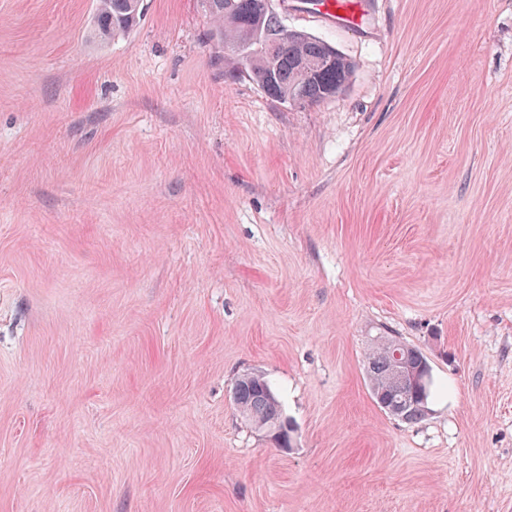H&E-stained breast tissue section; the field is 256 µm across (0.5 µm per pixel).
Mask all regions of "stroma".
Masks as SVG:
<instances>
[{"instance_id": "35a3bbf8", "label": "stroma", "mask_w": 512, "mask_h": 512, "mask_svg": "<svg viewBox=\"0 0 512 512\" xmlns=\"http://www.w3.org/2000/svg\"><path fill=\"white\" fill-rule=\"evenodd\" d=\"M146 3L101 44L95 0H0V512H512V0L281 11L353 65L305 108ZM312 17L344 27H358L362 23L361 0H314ZM394 346L409 347L395 336H379L367 354V375L372 396L384 412L404 422L416 423L424 419L429 412L431 380L426 390H420L409 382L398 380L394 375V368L398 374L410 378L419 387L427 385L429 375L412 368L408 362L411 355L409 351H393V363L389 350ZM395 404H399V411L397 414H391L389 409ZM233 388L236 389V399L235 390L233 398L240 412L266 437L281 430L293 431L292 422L284 416L281 402L262 374H241L235 379Z\"/></svg>"}]
</instances>
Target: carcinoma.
<instances>
[{
    "label": "carcinoma",
    "mask_w": 512,
    "mask_h": 512,
    "mask_svg": "<svg viewBox=\"0 0 512 512\" xmlns=\"http://www.w3.org/2000/svg\"><path fill=\"white\" fill-rule=\"evenodd\" d=\"M262 0H201L213 23L210 39L218 48L215 60L230 59L271 98L304 107L336 95L352 73V63L336 48L301 31L293 30L284 50L276 47L285 25L274 11H263ZM143 10V0H97L91 35L106 43L119 32L133 28ZM233 52L226 55L224 48ZM407 347L394 336H380L367 354V375L372 396L384 412L399 406L395 417L407 423L429 412L431 389L421 390L394 375L389 350ZM235 404L243 416L270 437L293 431L282 404L268 380L248 372L235 381Z\"/></svg>",
    "instance_id": "cac0c4a2"
}]
</instances>
